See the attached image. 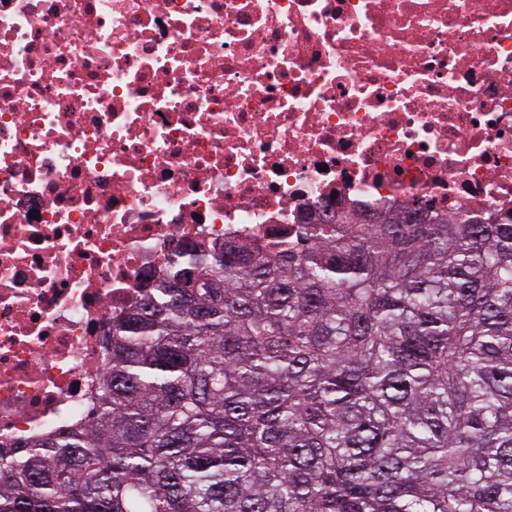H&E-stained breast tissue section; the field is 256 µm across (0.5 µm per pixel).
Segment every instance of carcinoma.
<instances>
[{
    "label": "carcinoma",
    "mask_w": 512,
    "mask_h": 512,
    "mask_svg": "<svg viewBox=\"0 0 512 512\" xmlns=\"http://www.w3.org/2000/svg\"><path fill=\"white\" fill-rule=\"evenodd\" d=\"M0 512H512V223L354 214L190 251Z\"/></svg>",
    "instance_id": "cac0c4a2"
}]
</instances>
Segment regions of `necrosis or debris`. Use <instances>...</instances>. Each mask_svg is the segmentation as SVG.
Listing matches in <instances>:
<instances>
[{"label": "necrosis or debris", "instance_id": "necrosis-or-debris-1", "mask_svg": "<svg viewBox=\"0 0 512 512\" xmlns=\"http://www.w3.org/2000/svg\"><path fill=\"white\" fill-rule=\"evenodd\" d=\"M409 209L512 215V0H0V455L168 259Z\"/></svg>", "mask_w": 512, "mask_h": 512}]
</instances>
